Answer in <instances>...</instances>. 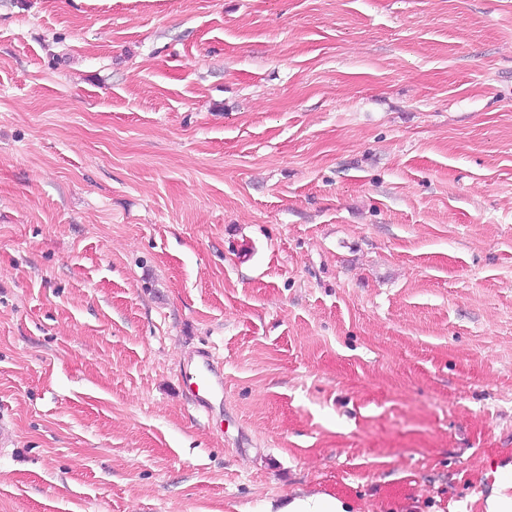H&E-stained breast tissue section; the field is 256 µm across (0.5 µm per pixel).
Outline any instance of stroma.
Masks as SVG:
<instances>
[{
  "instance_id": "1",
  "label": "stroma",
  "mask_w": 512,
  "mask_h": 512,
  "mask_svg": "<svg viewBox=\"0 0 512 512\" xmlns=\"http://www.w3.org/2000/svg\"><path fill=\"white\" fill-rule=\"evenodd\" d=\"M511 462L512 0H0V512ZM209 352L199 353L194 370H184L183 383L191 394L192 402L197 408L209 411V397L217 392H224V374L219 362Z\"/></svg>"
}]
</instances>
